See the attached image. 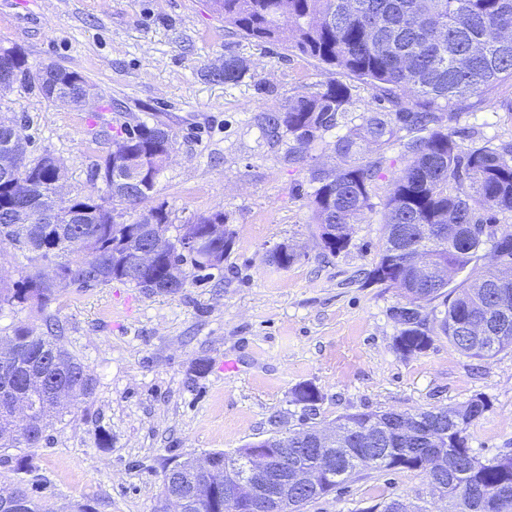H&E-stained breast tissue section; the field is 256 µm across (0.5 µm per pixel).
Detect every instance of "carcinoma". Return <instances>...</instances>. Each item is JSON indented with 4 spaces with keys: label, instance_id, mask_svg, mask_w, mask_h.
Instances as JSON below:
<instances>
[{
    "label": "carcinoma",
    "instance_id": "1",
    "mask_svg": "<svg viewBox=\"0 0 512 512\" xmlns=\"http://www.w3.org/2000/svg\"><path fill=\"white\" fill-rule=\"evenodd\" d=\"M210 10L224 21L228 34L260 43L282 44L317 63L364 84L391 103L392 108L370 112L358 124L346 126L336 135L334 151L342 165L334 171L310 169V205L319 230V245L336 254L349 243L351 226L369 207V190L378 176L380 159L363 161L361 146L368 143L381 155L397 142L409 164L396 178L383 203V242L379 260L370 272L373 281L400 290L405 305L396 308L394 318L401 325L397 347L405 354L420 352L431 342V329L422 315L423 305L442 300L444 311L433 316L440 332L460 352L489 358L512 347V302L509 303L508 335L495 332L461 339L462 325L478 307L496 304L501 265H512V231L500 237L494 233L481 238L488 219L478 208L512 212V141H484L463 150L455 140L457 131L439 125L437 112L450 107L477 110L486 96L502 82L512 80V0H207ZM248 70L238 55L224 57L206 68L205 77L224 84H237ZM14 76L24 86L43 92V81L15 48L0 56V73ZM67 79L55 104L82 108L84 76L58 69ZM350 103V86L340 80L327 84L325 91L301 95L281 110L261 111L254 123L270 146L288 140L295 145L284 153L291 164L304 161L303 150L320 142L341 127L342 114ZM25 124L17 115L0 113V153L10 141L26 140ZM406 135H399L400 131ZM125 150L142 157L152 171L151 179L130 181L100 176L107 153L92 170L93 187L86 193L71 194L58 183L54 158L42 154L30 159L35 192L43 204L57 211L56 223L36 219L16 221L25 211L24 201L15 198L7 182L0 180V249L8 246L31 262L49 261L64 274L59 281L48 279L37 269L23 271L7 283L0 277V310L26 303L44 305L71 286L97 288L114 281L129 283L152 293H176L200 270L224 265L233 233L224 230L207 258H196L178 250L161 257L142 276L126 272L125 264L146 234L166 235L177 242L203 234L211 224L225 223L217 211L191 224H173L166 202L152 204L165 155L175 150L176 137L168 129L144 122L120 139ZM150 204L138 219L121 222L119 206L135 208ZM435 224L459 225V237L444 244L435 242ZM90 228L93 240L86 249L73 246L68 233L81 234ZM490 245L496 265L463 280L453 290L430 287L402 261L421 252L434 265H446L458 273L467 268L483 245ZM297 260L295 249L276 247L269 261L281 269ZM0 361L19 362L17 378L35 371L59 377L49 389L31 386L32 419L41 433L63 420L80 400L95 394L97 381L88 367L62 344L61 336L49 329L38 333L20 325L0 336ZM319 399L310 386L295 391L294 401L307 408ZM489 403L475 397L458 406L415 412L368 411L346 414L336 426L342 437L331 452L336 455L332 481L319 492L302 491L294 512H302L311 501L352 480L367 463V448L379 449L380 470H426L431 455L451 459L452 471L429 480L430 494L448 503V512H477L467 490L474 485L497 495L512 490V455L483 460L468 446V429L488 411ZM7 417L0 411V450L31 448L23 438L26 424L5 432ZM377 429L374 443L360 439L359 429ZM272 437L249 442L231 452L209 455L210 480L195 487L193 512H239L224 506V466L229 458L246 466L257 448H272ZM14 470L21 474L11 491L19 512H58L33 496L34 483L23 478L31 465L19 461ZM379 512H427L425 506L396 497L378 504Z\"/></svg>",
    "mask_w": 512,
    "mask_h": 512
}]
</instances>
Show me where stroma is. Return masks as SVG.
I'll list each match as a JSON object with an SVG mask.
<instances>
[{"label":"stroma","instance_id":"stroma-1","mask_svg":"<svg viewBox=\"0 0 512 512\" xmlns=\"http://www.w3.org/2000/svg\"><path fill=\"white\" fill-rule=\"evenodd\" d=\"M0 46L31 66L81 72L92 99L62 108L14 85L0 112L24 114L32 155L65 166L71 192L89 189L95 163L140 122L161 124L177 144L157 184L170 219L188 224L224 212L233 233L223 270L171 294L122 282L61 290L43 306L0 311V336L13 326L61 341L97 379L95 395L49 430L28 456L55 504L91 502L96 512H154L173 459L230 451L286 427L334 426L363 411L455 406L481 396L490 409L469 429L482 459L512 455V348L482 359L433 334L421 352L397 350L403 303L398 289L373 283L383 203L406 167L400 145L383 154L370 206L348 246L323 257L309 205V166L333 169L335 134L298 164L261 138L253 118L337 78L279 45L228 36L206 0H0ZM250 69L235 85L208 81L205 67L227 54ZM512 81L481 109L441 116L440 124L485 139H512ZM287 244L300 254L280 269L267 257ZM312 386L313 410L294 392ZM402 495L444 512L424 472L362 469L305 512H369Z\"/></svg>","mask_w":512,"mask_h":512}]
</instances>
